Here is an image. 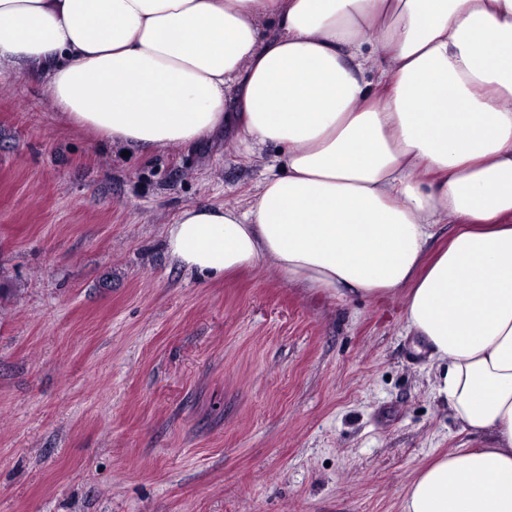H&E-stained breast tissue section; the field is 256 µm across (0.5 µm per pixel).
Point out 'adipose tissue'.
I'll use <instances>...</instances> for the list:
<instances>
[{
	"instance_id": "1",
	"label": "adipose tissue",
	"mask_w": 512,
	"mask_h": 512,
	"mask_svg": "<svg viewBox=\"0 0 512 512\" xmlns=\"http://www.w3.org/2000/svg\"><path fill=\"white\" fill-rule=\"evenodd\" d=\"M22 73L106 144L280 148L247 207L177 213L171 261L401 297L434 399L488 438L403 512H512V0H0V76Z\"/></svg>"
}]
</instances>
